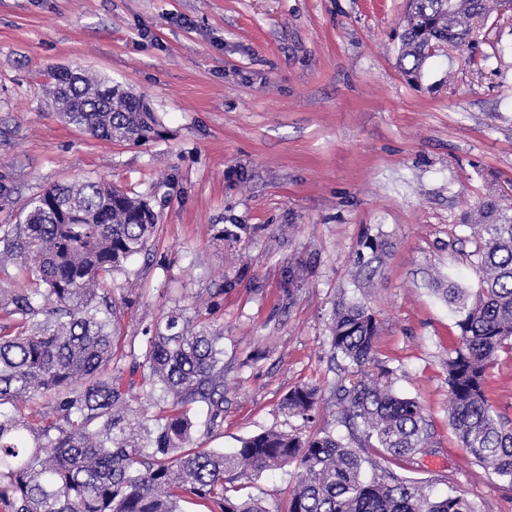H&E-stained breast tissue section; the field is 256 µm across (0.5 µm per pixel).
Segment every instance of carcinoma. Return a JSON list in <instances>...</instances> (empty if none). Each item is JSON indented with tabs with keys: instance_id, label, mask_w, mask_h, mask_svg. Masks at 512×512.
Segmentation results:
<instances>
[{
	"instance_id": "1",
	"label": "carcinoma",
	"mask_w": 512,
	"mask_h": 512,
	"mask_svg": "<svg viewBox=\"0 0 512 512\" xmlns=\"http://www.w3.org/2000/svg\"><path fill=\"white\" fill-rule=\"evenodd\" d=\"M505 0H407L398 63L416 80L449 43L470 46L473 20ZM49 96L66 123L106 141L159 134L146 98L79 65L51 73ZM474 229L479 288L435 292L454 307L458 344L448 352V419L464 451L512 486V422L486 398L488 369L512 350V204L495 197L465 213ZM158 215L149 202L105 180L54 185L29 200L18 224L0 226V260L18 261L32 287L0 286V503L7 512H182L186 497L208 512H269L238 495L251 473L297 469L288 512H476L464 497L433 498L422 481L397 473L428 444L419 402L362 371L375 361L379 325L363 305L340 300L331 348L361 377L336 388L349 438H301L268 430L231 452L195 447L198 422L224 424L223 332L198 329L181 310L130 349L128 369L112 367L121 322L112 276L146 253ZM311 269L288 264V296ZM321 389L302 384L282 408L306 418ZM41 400L50 411L28 420Z\"/></svg>"
}]
</instances>
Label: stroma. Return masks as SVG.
<instances>
[{
  "label": "stroma",
  "instance_id": "stroma-1",
  "mask_svg": "<svg viewBox=\"0 0 512 512\" xmlns=\"http://www.w3.org/2000/svg\"><path fill=\"white\" fill-rule=\"evenodd\" d=\"M405 0H0V225L78 177L104 178L158 215L149 253L115 274L123 306L114 361L147 326L183 310L224 332V426L198 435L232 450L275 429L343 436L332 387L330 316L358 301L376 316L388 383L417 399L428 448L405 477L458 492L477 512H512V488L459 447L444 362L456 316L433 292L477 288L461 217L512 197V8L474 50L440 52L411 83L398 64ZM82 65L146 95L159 136L132 144L63 122L50 68ZM237 230V243L215 225ZM384 242L373 260L369 240ZM315 258L296 296L289 263ZM320 387L311 419L281 400ZM487 399L512 421V353L488 371ZM296 470L244 480L241 496L288 512Z\"/></svg>",
  "mask_w": 512,
  "mask_h": 512
}]
</instances>
